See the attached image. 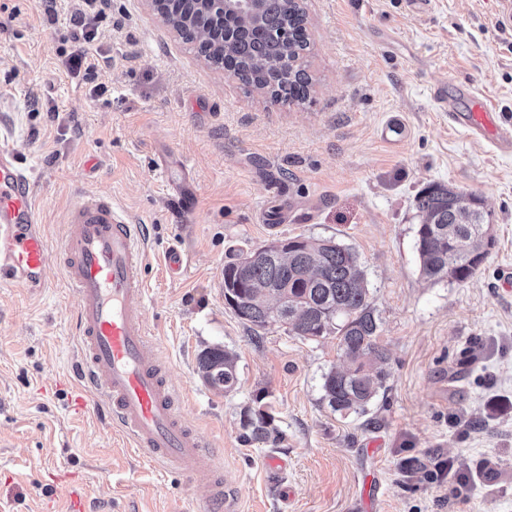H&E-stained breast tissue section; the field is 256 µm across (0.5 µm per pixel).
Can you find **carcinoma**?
<instances>
[{
	"label": "carcinoma",
	"mask_w": 512,
	"mask_h": 512,
	"mask_svg": "<svg viewBox=\"0 0 512 512\" xmlns=\"http://www.w3.org/2000/svg\"><path fill=\"white\" fill-rule=\"evenodd\" d=\"M271 21H288V42L279 46L244 37L229 50L224 64L240 81L264 89L275 102L301 104L313 88L303 68L310 42L305 16L292 0H266ZM285 59L283 70L269 75L262 61L271 54ZM423 221L417 228L416 248L422 275L435 281L464 283L474 276L487 256L483 231L489 214L467 203L464 194L433 183L415 198ZM225 301L238 318L257 328L277 322L304 339L338 336L347 366L323 376V399L336 412L365 415L377 396L386 391L389 360L379 344V315L358 256L331 239H288V258L266 259L242 271L236 262L224 266ZM202 376L209 386L230 393L238 384L234 356L221 348L199 356ZM271 403L244 412L248 441L264 442L272 435Z\"/></svg>",
	"instance_id": "cac0c4a2"
}]
</instances>
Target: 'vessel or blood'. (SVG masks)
<instances>
[{
    "instance_id": "1",
    "label": "vessel or blood",
    "mask_w": 512,
    "mask_h": 512,
    "mask_svg": "<svg viewBox=\"0 0 512 512\" xmlns=\"http://www.w3.org/2000/svg\"><path fill=\"white\" fill-rule=\"evenodd\" d=\"M431 97L450 124L512 153V122L470 95L466 109L443 87ZM142 225L117 212L111 201L88 196L70 211L59 244L81 331L76 372L106 406L136 450L167 470L195 478L197 498L231 512L224 471L210 448L184 421L167 367L152 351L144 321L146 288ZM48 243L22 159L0 147V284L34 292L46 284Z\"/></svg>"
}]
</instances>
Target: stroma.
Returning a JSON list of instances; mask_svg holds the SVG:
<instances>
[{
	"label": "stroma",
	"mask_w": 512,
	"mask_h": 512,
	"mask_svg": "<svg viewBox=\"0 0 512 512\" xmlns=\"http://www.w3.org/2000/svg\"><path fill=\"white\" fill-rule=\"evenodd\" d=\"M314 79L302 105L246 92L198 57L146 0H107L97 75L67 69L81 0H0V145L22 157L50 254L48 284L0 286V507L195 512L191 481L163 472L84 392L75 299L56 255L83 196L145 229L144 316L182 414L229 479L237 512H512V155L448 123L429 96L461 84L512 116V28L500 0H304ZM399 120V144L380 132ZM479 200L495 242L469 281L420 272L417 193ZM331 238L356 253L381 318L388 390L368 414L322 398L343 364L336 335L250 328L224 300L226 264L278 239ZM183 253L178 273L166 255ZM235 355L239 383L208 386L198 357ZM265 397L277 435L243 438ZM416 457L476 474L428 482ZM281 459L272 467V459Z\"/></svg>",
	"instance_id": "1"
}]
</instances>
